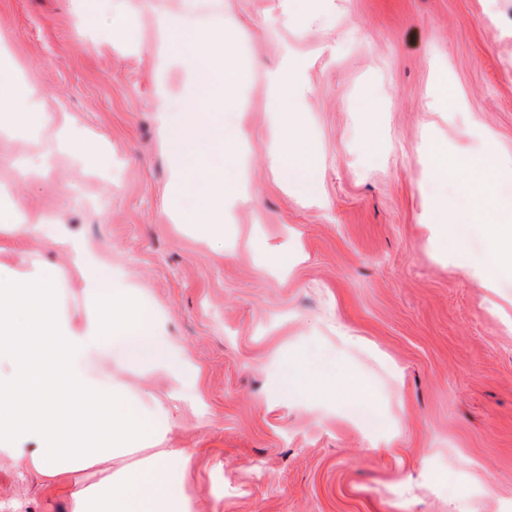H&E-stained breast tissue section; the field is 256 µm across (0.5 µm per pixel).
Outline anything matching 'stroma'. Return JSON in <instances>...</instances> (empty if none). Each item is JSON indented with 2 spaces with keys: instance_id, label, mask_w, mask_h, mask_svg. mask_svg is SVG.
Listing matches in <instances>:
<instances>
[{
  "instance_id": "obj_1",
  "label": "stroma",
  "mask_w": 512,
  "mask_h": 512,
  "mask_svg": "<svg viewBox=\"0 0 512 512\" xmlns=\"http://www.w3.org/2000/svg\"><path fill=\"white\" fill-rule=\"evenodd\" d=\"M183 13L192 30L223 16L245 72L249 201L220 237L181 221L193 200L177 196L162 146L159 113L187 70L160 64L171 48L159 20ZM117 14L133 37L113 29ZM285 68L296 81L273 93L268 75ZM0 69L102 145L20 183L54 131L1 134L0 209L63 216L185 354L189 392L120 350L104 368L167 416L130 458L192 454L188 512H512V281L479 287L428 232L450 222L452 241L486 247L464 169L435 179L428 149L512 156V0H0ZM281 113L312 192L270 165ZM227 235L242 240L229 258ZM54 236L0 225V272L56 269L58 311L73 318L88 300ZM291 238L306 259L275 276ZM340 325L364 347L342 346ZM316 357L369 381L366 408L286 393L287 372ZM0 512L67 504L0 453Z\"/></svg>"
}]
</instances>
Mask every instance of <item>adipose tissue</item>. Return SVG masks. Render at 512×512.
I'll return each instance as SVG.
<instances>
[{
    "label": "adipose tissue",
    "mask_w": 512,
    "mask_h": 512,
    "mask_svg": "<svg viewBox=\"0 0 512 512\" xmlns=\"http://www.w3.org/2000/svg\"><path fill=\"white\" fill-rule=\"evenodd\" d=\"M1 91L8 92L19 124L55 123L51 113L32 112L38 91L14 73L0 70ZM464 168L471 215L482 222L487 239L486 251L467 257L465 267L480 287L493 288L512 281V199L497 195L494 174L482 160H469ZM55 245L69 256L98 307L81 319H63L51 274L25 281L0 275V362L11 367L9 376H0V452L14 451L22 440L37 441L23 466L47 487L70 486L69 512H171L191 460L182 451L148 456L116 472L104 469L87 485L71 483L87 466L139 447L166 419L164 411L130 405L121 384L91 376V364L115 347L125 350L130 365L179 378L187 361L130 289L98 276V261L82 240L62 234Z\"/></svg>",
    "instance_id": "adipose-tissue-1"
}]
</instances>
